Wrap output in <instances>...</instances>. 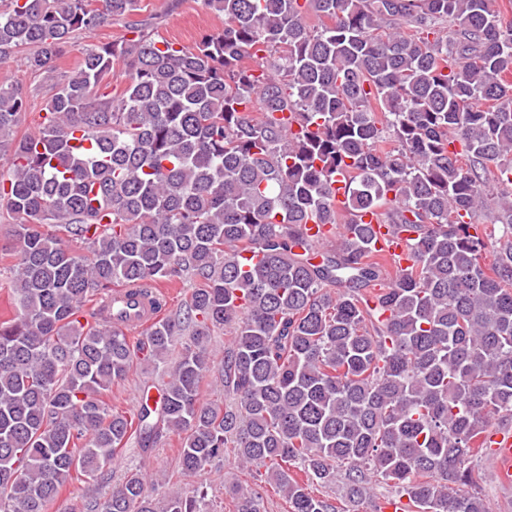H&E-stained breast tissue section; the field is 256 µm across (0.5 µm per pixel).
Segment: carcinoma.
<instances>
[{
	"label": "carcinoma",
	"mask_w": 512,
	"mask_h": 512,
	"mask_svg": "<svg viewBox=\"0 0 512 512\" xmlns=\"http://www.w3.org/2000/svg\"><path fill=\"white\" fill-rule=\"evenodd\" d=\"M140 2L0 0V59L24 51L34 74L79 31L127 18L133 34L80 48L31 132L29 97L0 84L17 256L0 282V512H48L73 474L169 433L183 472L230 448L289 512H338L314 486L361 499L375 477L417 512H488L467 464L512 421V21L491 0H201L224 28L186 47L132 19ZM118 62L122 92L98 94ZM492 185L498 228L480 221ZM369 212L406 235L407 266L390 270ZM311 223L339 231L319 255ZM158 279L195 288L132 345L112 287ZM219 327L222 409L199 398ZM136 360L162 385L132 420L101 395ZM86 512L156 510L131 471Z\"/></svg>",
	"instance_id": "obj_1"
}]
</instances>
